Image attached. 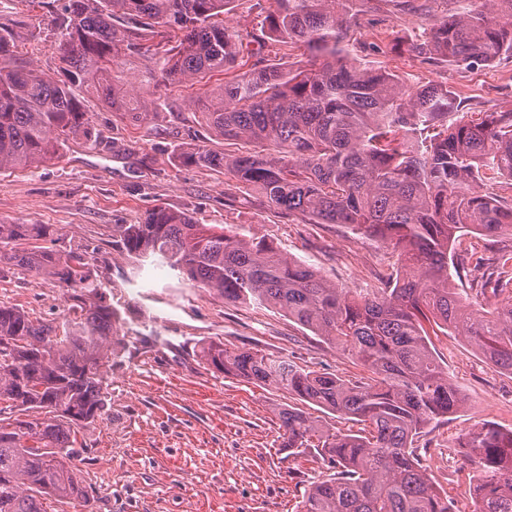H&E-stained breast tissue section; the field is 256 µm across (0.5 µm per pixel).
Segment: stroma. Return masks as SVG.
<instances>
[{"mask_svg":"<svg viewBox=\"0 0 512 512\" xmlns=\"http://www.w3.org/2000/svg\"><path fill=\"white\" fill-rule=\"evenodd\" d=\"M399 2L365 0L350 34L358 60L414 84L448 85L462 97L466 121L512 108V59L468 70L423 62L409 48L421 20ZM66 3L0 0V26L12 31L20 61L55 69L54 21ZM223 81V73L214 72L193 85L150 89L155 103L148 114L123 123L95 94L81 92L96 139L68 142L32 168L0 171V220L46 224L62 239L94 249L98 274L121 314L127 348L107 374V412L86 431L89 447L76 463L93 490L94 512H297L311 484L330 477L326 461L283 448L277 411L287 395L209 369L196 354V341L284 356L346 379L363 374L350 356L280 312L225 303L189 287L172 270L113 251V225L138 223L164 205L199 223L264 239L359 293L383 287L396 268L391 247L378 238L282 213L257 191L238 187L231 174L179 164L178 153L190 144L223 151V141L200 117ZM511 250L508 234L461 238L450 273L468 303L494 304L482 284L495 259ZM478 256L485 260L480 268L474 265ZM60 296L53 281L29 273L0 280V301L48 321L63 316L55 307ZM434 347L465 403L426 428L416 452L455 512H473L469 487L476 472L459 439L484 421L512 429V374L494 368L464 337L441 336Z\"/></svg>","mask_w":512,"mask_h":512,"instance_id":"1","label":"stroma"}]
</instances>
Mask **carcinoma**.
I'll list each match as a JSON object with an SVG mask.
<instances>
[{
    "mask_svg": "<svg viewBox=\"0 0 512 512\" xmlns=\"http://www.w3.org/2000/svg\"><path fill=\"white\" fill-rule=\"evenodd\" d=\"M234 2L68 0L58 25L61 79L12 60L13 33L0 28V170L98 137L81 112L79 87L121 120L145 114L143 80L112 79V65L127 53L156 59V88L224 72L203 117L236 150L196 145L180 163L224 170L283 212L387 241L398 256L395 277L356 296L263 239L213 231L165 206L137 224L112 225V250L138 263L154 258L227 303L281 311L367 373L350 381L221 341L198 349L219 373L370 427L367 436L341 434L299 407L279 409L284 447L313 451L337 468L305 492L300 512H454L413 445L465 402L431 336H463L512 374V251L484 284L504 296L492 311L466 305L448 276L457 233H512V109L463 121L449 87L411 89L399 73L357 62L348 40L356 0H272L259 35L229 23ZM466 2L441 18L422 13L411 50L465 69L512 58V0ZM248 38L302 46L314 62L241 71ZM489 172L508 178L501 193L482 190ZM95 261L82 244H57L42 224L0 221V276L49 278L70 301L60 322L0 302V512H46L45 496L77 499L93 512L73 460L83 430L106 413L105 368L125 349L120 312L106 301ZM462 447L477 473L476 512H512V430L484 422Z\"/></svg>",
    "mask_w": 512,
    "mask_h": 512,
    "instance_id": "1",
    "label": "carcinoma"
}]
</instances>
